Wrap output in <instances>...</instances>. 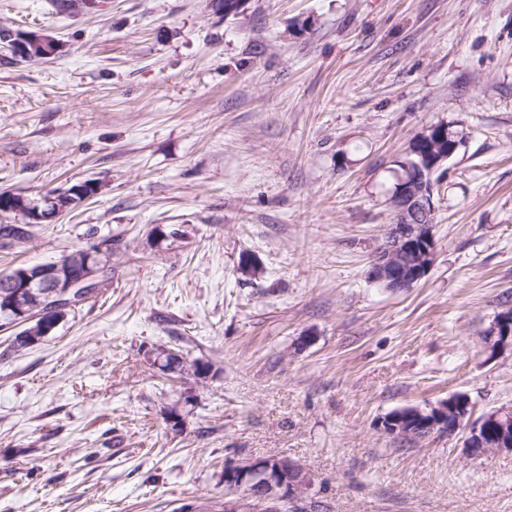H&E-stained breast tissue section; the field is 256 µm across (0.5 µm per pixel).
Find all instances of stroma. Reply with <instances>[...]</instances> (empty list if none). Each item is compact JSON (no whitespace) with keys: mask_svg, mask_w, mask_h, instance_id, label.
Wrapping results in <instances>:
<instances>
[{"mask_svg":"<svg viewBox=\"0 0 512 512\" xmlns=\"http://www.w3.org/2000/svg\"><path fill=\"white\" fill-rule=\"evenodd\" d=\"M0 27L61 44L0 47V191L102 186L0 239V272L112 241L45 341L0 328V512L217 507L226 465L270 455L329 512H512V455L381 427L456 392L512 406V353L481 347L512 303V0H0ZM440 122L464 143L435 261L391 291L368 271L396 163ZM163 348L206 378L161 373ZM22 36V33H14L9 28H0V41L7 38L16 40L19 37L24 40L23 42L19 39L12 42H9V40H4L1 42L9 46L12 52L17 55H33L34 60H40L53 57L60 51L61 46L59 41L50 35L36 33L25 35L23 37ZM28 43H31V48H29Z\"/></svg>","mask_w":512,"mask_h":512,"instance_id":"obj_1","label":"stroma"}]
</instances>
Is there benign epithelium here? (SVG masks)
Segmentation results:
<instances>
[{
  "mask_svg": "<svg viewBox=\"0 0 512 512\" xmlns=\"http://www.w3.org/2000/svg\"><path fill=\"white\" fill-rule=\"evenodd\" d=\"M13 53L40 60L55 56L60 43L47 34H30L16 41H4ZM436 143L423 152L425 164L399 181L390 201L396 213L386 240L374 254L369 278L389 290L414 287L430 270L435 244L433 174L450 159L462 144L461 136L451 129H438ZM67 189L44 199L46 207L35 212L34 221L55 223L75 204ZM105 246L83 250V257L64 258L57 263L37 265L0 277V294L12 310L10 326L25 328L39 323L48 336L64 318L65 312L87 298L86 291L96 287L109 263ZM38 309L31 308L32 300ZM489 356L512 350V308L497 314L485 335ZM470 401L464 394L428 411L414 410L405 415L399 410L387 417L384 430L403 442L424 440L433 434L455 435L467 430L463 451L469 458L512 453V441L505 438L512 408L500 407L466 425ZM224 503L221 512H322L324 504L311 494L312 478L298 461L286 456L247 459L224 467Z\"/></svg>",
  "mask_w": 512,
  "mask_h": 512,
  "instance_id": "1",
  "label": "benign epithelium"
}]
</instances>
